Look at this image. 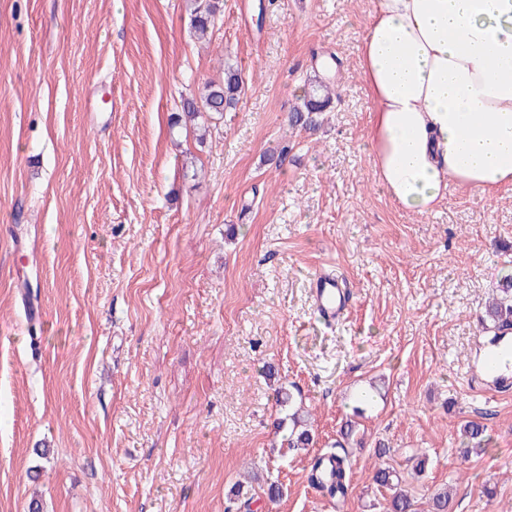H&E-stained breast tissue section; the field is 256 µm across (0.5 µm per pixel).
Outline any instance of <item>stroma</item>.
Returning <instances> with one entry per match:
<instances>
[{
	"label": "stroma",
	"instance_id": "obj_1",
	"mask_svg": "<svg viewBox=\"0 0 512 512\" xmlns=\"http://www.w3.org/2000/svg\"><path fill=\"white\" fill-rule=\"evenodd\" d=\"M223 3L201 43L189 0H0V512H382L381 443L418 512L445 487L448 512H512V392L475 361L512 271V189L452 186L418 214L377 184L368 0ZM323 58L337 100L318 131L291 127ZM228 63L244 89L205 143L171 127ZM322 269L353 294L331 327L308 290ZM372 385L339 503L310 462ZM281 386L308 450L281 446ZM473 419L488 445L464 463Z\"/></svg>",
	"mask_w": 512,
	"mask_h": 512
}]
</instances>
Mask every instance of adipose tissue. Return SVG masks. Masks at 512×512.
Here are the masks:
<instances>
[{"mask_svg": "<svg viewBox=\"0 0 512 512\" xmlns=\"http://www.w3.org/2000/svg\"><path fill=\"white\" fill-rule=\"evenodd\" d=\"M360 73L377 183L432 212L455 184L512 187V0H371Z\"/></svg>", "mask_w": 512, "mask_h": 512, "instance_id": "obj_1", "label": "adipose tissue"}]
</instances>
